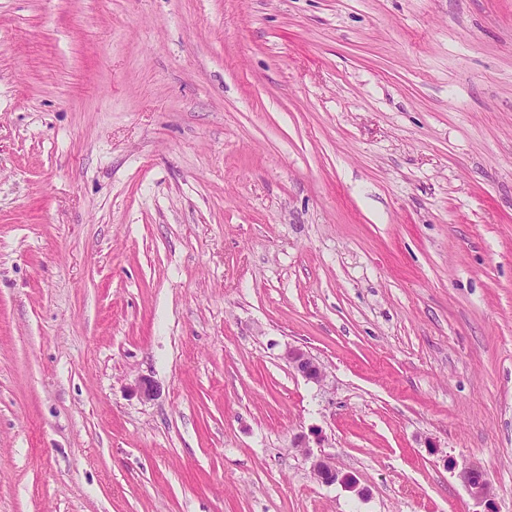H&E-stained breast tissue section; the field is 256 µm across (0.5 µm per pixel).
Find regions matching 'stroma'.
I'll list each match as a JSON object with an SVG mask.
<instances>
[{
  "label": "stroma",
  "instance_id": "35a3bbf8",
  "mask_svg": "<svg viewBox=\"0 0 512 512\" xmlns=\"http://www.w3.org/2000/svg\"><path fill=\"white\" fill-rule=\"evenodd\" d=\"M0 512H512V0H0ZM288 364L303 377L317 383L322 382L325 373L323 366L306 350L289 347L285 352Z\"/></svg>",
  "mask_w": 512,
  "mask_h": 512
}]
</instances>
